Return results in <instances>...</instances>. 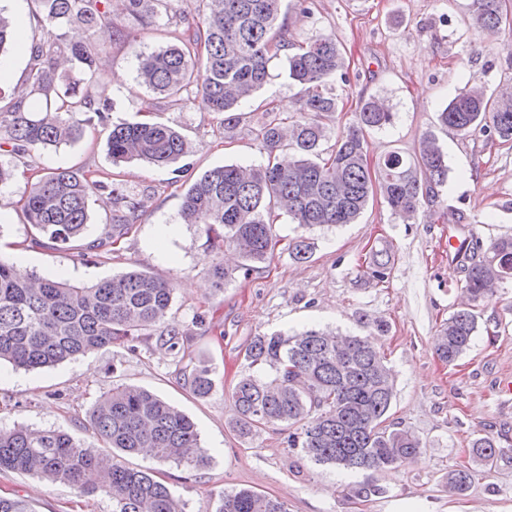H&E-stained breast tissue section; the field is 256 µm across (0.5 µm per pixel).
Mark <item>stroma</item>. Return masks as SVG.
Returning a JSON list of instances; mask_svg holds the SVG:
<instances>
[{
  "instance_id": "1",
  "label": "stroma",
  "mask_w": 512,
  "mask_h": 512,
  "mask_svg": "<svg viewBox=\"0 0 512 512\" xmlns=\"http://www.w3.org/2000/svg\"><path fill=\"white\" fill-rule=\"evenodd\" d=\"M472 0H283L281 16L296 45L335 38L344 49L343 76L326 88L339 110L325 118L330 152L336 136L354 120L360 101L384 99L393 125L364 134L369 166L387 155L415 159L427 132L436 133L448 155V184L440 205L445 217L429 219L423 203L415 222L406 224L382 197L370 201L356 223L300 230L287 215L277 218L270 262L250 273L237 270L230 284L216 287L208 270L217 256L198 225L183 223L181 208L189 186L224 164H259L268 151L257 131L273 119L296 117L300 89L288 78L285 56L269 65L270 77L230 118L202 110L193 94L169 99L138 77L137 53L174 43L194 10L174 19L159 16L148 25L116 0L114 17L125 39L114 32L66 28V40H94L102 49L97 74L116 75L108 97L111 121L149 119L173 126L193 145L173 166L140 161L113 165L103 128L86 129L75 143L40 149L10 162L13 180L0 187V258L27 276L64 279L77 285L137 270L175 286L166 324L185 336L184 347L168 351L142 337L136 350L112 345L58 366L27 371L0 364V429L14 424L56 429L87 448L98 447L88 427L95 401L112 387H143L184 411L195 422L206 466L123 456L131 468L157 467L178 498L182 512H218L222 491L250 488L284 502L288 512H512V395L500 384L512 379V279L496 298L481 305L478 331L470 349L455 363L439 360L433 349L438 327L461 302L464 274L448 254L454 243L477 236L483 243L512 236V144L475 132L460 137L441 129L437 116L465 86L467 78L488 91L512 85V31L489 39L472 24ZM66 166L91 178L119 183L139 202L138 217L111 252L90 249L112 232L114 207L106 192L89 198L87 233L66 245L33 244L36 232L25 221L19 201L36 175ZM461 211L466 221L448 220ZM307 235L308 262H294L288 244ZM387 251L385 279L373 276L375 252ZM386 330L376 333V323ZM336 330L373 335L393 370L394 397L386 415L393 429L418 436L424 448L406 465L375 473L381 492L357 498L352 486L360 472L315 463L288 445L287 425H270L240 438L232 427V388L245 375L268 373L245 351L253 337L276 331ZM208 368L215 383L204 399L184 384L185 375ZM494 438L501 453L488 477L465 494L452 492L450 470L466 460L475 435ZM0 495L28 500L34 512H112L105 494L85 495L64 483L33 474H0Z\"/></svg>"
}]
</instances>
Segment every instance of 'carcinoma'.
Instances as JSON below:
<instances>
[{"label": "carcinoma", "mask_w": 512, "mask_h": 512, "mask_svg": "<svg viewBox=\"0 0 512 512\" xmlns=\"http://www.w3.org/2000/svg\"><path fill=\"white\" fill-rule=\"evenodd\" d=\"M42 15L44 39L30 48L28 82L17 91L13 108L0 110V156L28 148L68 144L84 130L107 125L109 108L97 105L92 75L99 56L90 39L66 42L63 29L91 31L115 27L112 0H34ZM282 0H193L200 25L181 32L179 43L150 54H136L142 83L168 98L195 88V99L207 112L235 111L269 77V65L292 42L278 24ZM129 14L151 21L158 7L185 12V0H125ZM505 0H472L475 27L495 36L508 22ZM16 47V25L0 13V55ZM289 78L304 91L299 117L284 133L271 120L258 136L269 150L288 141L296 154L283 166L226 164L206 171L186 191L181 210L185 224L200 225L215 250L234 249L240 268L250 272L266 262L275 246L270 222L278 210L301 228L353 223L374 193L404 221L415 218L422 202L439 198L448 180V156L433 134L423 136L420 160L407 162L388 155L371 175L363 150L366 130H383L394 114L376 99L365 100L347 131L336 138L332 153L320 147L327 137L322 118L337 112L336 98L322 91L328 78L343 67V53L333 37L316 39L286 55ZM470 86L448 100L439 112L442 127L467 137L479 130L512 143V92L487 94ZM106 147L112 162L141 160L157 166L176 163L191 150L173 127L159 122H119L109 128ZM100 183L70 167L39 176L21 199V209L37 232L65 245L84 234L90 220L88 199ZM109 195L121 205L113 240L93 241L91 250L115 244L129 229L137 204L120 188ZM452 260L465 273L467 303L455 310L435 337L438 358L454 364L469 350L478 326V307L492 299L512 276V237L483 246L465 238ZM174 285L145 272L132 271L92 285L30 277L22 279L0 258V362L36 370L86 356L114 344L134 342L153 330L157 342L174 351L182 334L161 329L172 306ZM253 364H267L273 374L245 376L235 385L234 428L242 438L268 425L295 429L288 444L299 447L318 464L355 471L381 472L412 461L423 448L409 430L384 426L394 379L385 357L369 336H342L306 330L256 336L246 349ZM186 382L199 398L214 388L210 371L195 368ZM89 427L106 453L83 447L71 435L33 431L17 425L0 430V473H34L93 495L112 498V512H182L170 488L148 470L117 461V453L140 454L157 462L187 466L206 463L192 420L150 391L120 385L100 396ZM499 453L489 436L470 442L469 462L448 473V487L463 494L474 484L477 470ZM0 512H32L22 498L0 496ZM218 512H288L276 498L250 489L222 496Z\"/></svg>", "instance_id": "1"}]
</instances>
